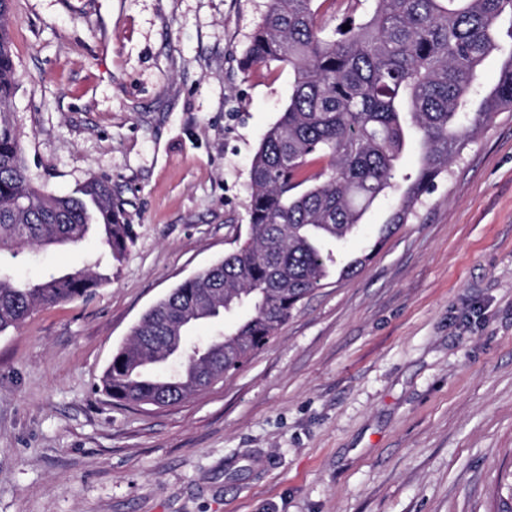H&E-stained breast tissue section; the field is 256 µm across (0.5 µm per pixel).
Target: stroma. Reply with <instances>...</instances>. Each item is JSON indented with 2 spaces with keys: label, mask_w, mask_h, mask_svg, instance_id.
Returning <instances> with one entry per match:
<instances>
[{
  "label": "stroma",
  "mask_w": 512,
  "mask_h": 512,
  "mask_svg": "<svg viewBox=\"0 0 512 512\" xmlns=\"http://www.w3.org/2000/svg\"><path fill=\"white\" fill-rule=\"evenodd\" d=\"M269 0H11L28 175L109 180L134 239L25 250L23 279L102 259L93 294L0 335V512H496L512 480V110L375 247L376 205L273 344L167 406L102 388L115 350L249 228L287 66L247 65ZM248 465L239 480L227 467Z\"/></svg>",
  "instance_id": "1"
}]
</instances>
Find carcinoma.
<instances>
[{
  "mask_svg": "<svg viewBox=\"0 0 512 512\" xmlns=\"http://www.w3.org/2000/svg\"><path fill=\"white\" fill-rule=\"evenodd\" d=\"M9 2L0 0V256L95 235L118 262L131 228L107 180L58 195L34 188L26 174L6 112L16 85ZM314 2L270 0L246 52L247 63L277 62L293 77L288 104L251 164L248 236L133 327L103 378L118 402L175 405L206 389L198 384L205 367L239 369L337 271L338 249L377 202L399 196L382 243L496 112L512 109V55L493 86L481 84L504 18L512 38V0H375L371 13L334 26ZM412 141L417 167L400 177ZM97 267L19 282L0 265V335L40 306L89 296L109 280ZM241 308L248 314L238 319ZM202 322L215 329L192 347L185 337Z\"/></svg>",
  "mask_w": 512,
  "mask_h": 512,
  "instance_id": "carcinoma-1",
  "label": "carcinoma"
}]
</instances>
